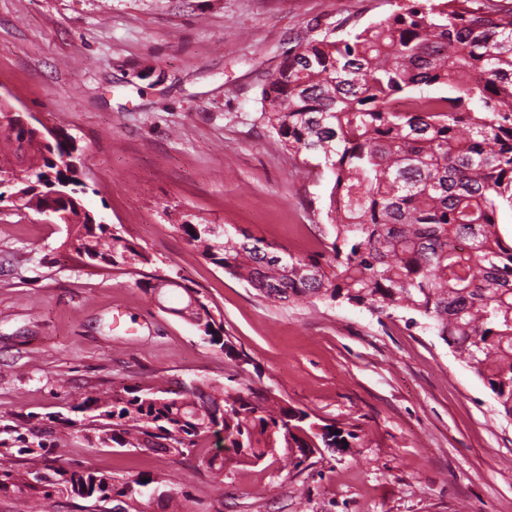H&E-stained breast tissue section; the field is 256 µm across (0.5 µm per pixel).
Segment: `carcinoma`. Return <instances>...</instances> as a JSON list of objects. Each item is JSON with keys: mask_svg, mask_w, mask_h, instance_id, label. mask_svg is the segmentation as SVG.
Masks as SVG:
<instances>
[{"mask_svg": "<svg viewBox=\"0 0 512 512\" xmlns=\"http://www.w3.org/2000/svg\"><path fill=\"white\" fill-rule=\"evenodd\" d=\"M426 87L447 94L424 96ZM259 119L276 143L331 175L327 221L333 239L321 252L286 255L243 230L206 232L176 224L188 245L212 264L282 303L317 301L406 317L436 331L487 384L512 417V237L498 214L512 209V6L502 0H401L384 20L347 37L325 35L288 54L261 90ZM9 100L0 101L2 188L37 212L59 205L73 225L70 249L89 265L132 272L150 256L80 204L86 185L77 168L60 170L78 151L52 145L24 128ZM179 313L227 356L223 323L206 303ZM67 419L96 447L115 445L194 456L224 476L236 461L257 464L296 448L299 468L316 448H347L336 426L240 382L192 378L175 389L130 387L88 396ZM224 434L223 453L205 447ZM25 471L0 472V495L65 497L90 512L112 494L130 501L178 491L164 479L122 481L87 466L59 467L45 447L25 449Z\"/></svg>", "mask_w": 512, "mask_h": 512, "instance_id": "cac0c4a2", "label": "carcinoma"}]
</instances>
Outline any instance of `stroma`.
Returning <instances> with one entry per match:
<instances>
[{
	"instance_id": "stroma-1",
	"label": "stroma",
	"mask_w": 512,
	"mask_h": 512,
	"mask_svg": "<svg viewBox=\"0 0 512 512\" xmlns=\"http://www.w3.org/2000/svg\"><path fill=\"white\" fill-rule=\"evenodd\" d=\"M395 0H0V91L84 148V205L198 291L239 356L135 274L63 247L67 224L0 205V467L162 476L184 512H512V418L433 330L349 305L282 304L206 260L177 224L324 250L329 176L274 143L260 91L289 50L384 20ZM272 393L353 438L299 469L95 448L62 422L89 395L192 378ZM13 433H3L4 425Z\"/></svg>"
}]
</instances>
